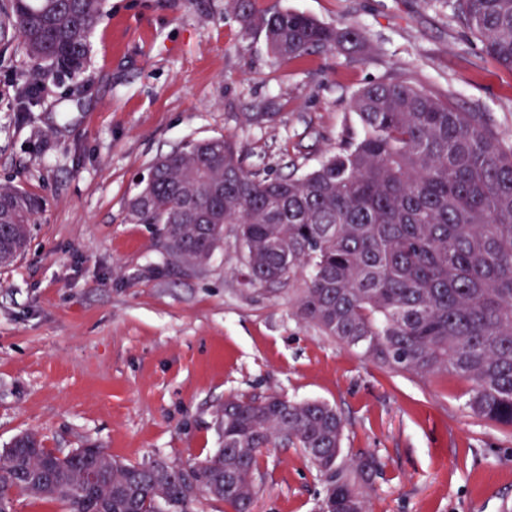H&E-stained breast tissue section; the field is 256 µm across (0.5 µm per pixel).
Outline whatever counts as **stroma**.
<instances>
[{
	"label": "stroma",
	"instance_id": "1",
	"mask_svg": "<svg viewBox=\"0 0 512 512\" xmlns=\"http://www.w3.org/2000/svg\"><path fill=\"white\" fill-rule=\"evenodd\" d=\"M359 24L364 52L283 60L228 0H106L84 70L47 78L19 109L29 65L0 53V180L46 201L26 252L0 268V448L24 432L68 451L187 466L220 446L230 395L318 399L346 420L344 459L381 468L373 512H512V431L472 414L466 386L381 367L296 314L303 286L241 283L232 227L206 268L150 276L161 254L127 201L154 159L233 137L244 164L302 173L358 137L364 86L403 79L512 141V70L448 18L444 0H254ZM253 512H319L323 476L298 448L260 458Z\"/></svg>",
	"mask_w": 512,
	"mask_h": 512
}]
</instances>
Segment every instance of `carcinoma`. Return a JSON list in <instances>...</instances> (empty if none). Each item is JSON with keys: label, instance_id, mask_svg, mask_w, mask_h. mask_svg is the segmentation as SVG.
Segmentation results:
<instances>
[{"label": "carcinoma", "instance_id": "cac0c4a2", "mask_svg": "<svg viewBox=\"0 0 512 512\" xmlns=\"http://www.w3.org/2000/svg\"><path fill=\"white\" fill-rule=\"evenodd\" d=\"M269 51L298 59L360 44L356 23H319L296 11L256 15L230 0ZM449 18L512 69V0H448ZM104 0H0V44L18 42L30 88L88 61ZM362 128L312 170L270 176L246 169L225 136L186 141L158 157L127 203L154 229L153 274L189 276L234 225L245 285L302 276L297 314L392 371L451 376L468 385L467 408L512 427V143L486 112H460L405 80L360 89ZM39 195L0 182V242L28 246ZM220 448L188 468L126 463L104 448H46L35 433L0 449V512L15 491L69 512H194L190 485L231 512H251L259 458L294 447L325 476L321 512H369L363 488L376 462L342 460L345 420L321 401L231 395L217 410Z\"/></svg>", "mask_w": 512, "mask_h": 512}]
</instances>
